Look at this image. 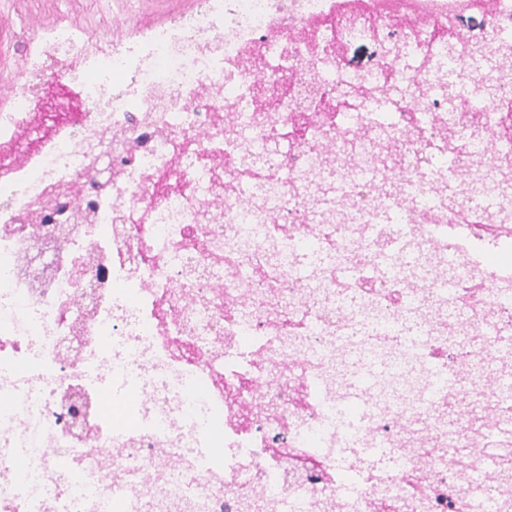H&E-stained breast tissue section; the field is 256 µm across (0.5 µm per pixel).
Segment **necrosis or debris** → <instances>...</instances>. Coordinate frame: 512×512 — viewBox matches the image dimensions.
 Returning a JSON list of instances; mask_svg holds the SVG:
<instances>
[{"mask_svg": "<svg viewBox=\"0 0 512 512\" xmlns=\"http://www.w3.org/2000/svg\"><path fill=\"white\" fill-rule=\"evenodd\" d=\"M1 31L31 49L0 103V512H495L512 399L462 405L473 354L512 373V225L457 184L477 146L512 173V78L452 112L443 63L478 86L512 0H192L122 36L63 10ZM387 35L372 69L337 53ZM389 79L406 95H352ZM382 139L385 170L319 162ZM342 196L354 221L315 219ZM423 257L418 287L394 275ZM407 362L414 401L358 385Z\"/></svg>", "mask_w": 512, "mask_h": 512, "instance_id": "obj_1", "label": "necrosis or debris"}]
</instances>
